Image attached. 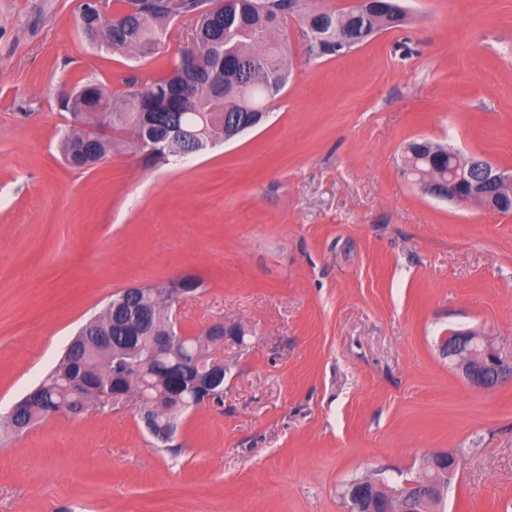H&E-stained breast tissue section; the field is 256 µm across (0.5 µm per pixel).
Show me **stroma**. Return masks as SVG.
Segmentation results:
<instances>
[{"mask_svg": "<svg viewBox=\"0 0 512 512\" xmlns=\"http://www.w3.org/2000/svg\"><path fill=\"white\" fill-rule=\"evenodd\" d=\"M82 0H0V415L131 286L192 275L183 333L220 349L224 402L186 413L174 451L129 401L0 435V512H349L356 480L459 466L444 512H512V383L470 386L451 328L512 355V214L422 193L415 139L512 173V0H400L405 23L348 53L285 28L290 79L234 141L152 163L119 143L90 170L61 150L77 86L126 92L154 57L90 44Z\"/></svg>", "mask_w": 512, "mask_h": 512, "instance_id": "stroma-1", "label": "stroma"}]
</instances>
